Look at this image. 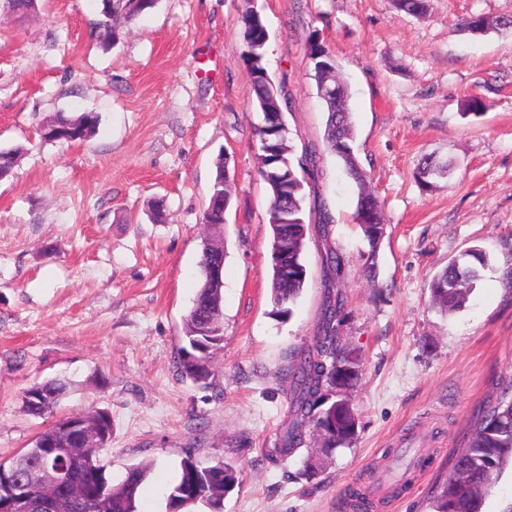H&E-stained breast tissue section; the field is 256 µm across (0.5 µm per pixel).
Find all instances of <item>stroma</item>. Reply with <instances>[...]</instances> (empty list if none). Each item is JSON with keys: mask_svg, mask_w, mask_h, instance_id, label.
<instances>
[{"mask_svg": "<svg viewBox=\"0 0 512 512\" xmlns=\"http://www.w3.org/2000/svg\"><path fill=\"white\" fill-rule=\"evenodd\" d=\"M268 31L266 68L292 99L295 148L322 144L325 113L307 68L312 30L350 90L354 151L383 206L374 272L354 221L357 189L323 154L318 182L344 259L340 334L363 362L349 398L360 427L350 447L307 478L304 459L265 453L288 411L278 380L312 337L323 300L321 243L304 250L309 278L291 315L270 292L267 185L258 177L261 121L242 61L244 0H158L99 43L97 0H39L0 25V146L23 150L0 181V461L30 447L61 417L94 404L112 414L100 459L120 480L149 467L139 512H166L191 452L226 461L238 485L220 508L186 512H351L391 467L402 439L422 463L400 493L369 512H428L478 416L512 381V33H464L472 14L512 16V0H429L424 16L392 0H255ZM487 108L466 114L468 99ZM99 115L80 143L49 142L56 114ZM449 163L422 190L423 157ZM233 180L224 240V340L203 387L175 357L201 284L203 212L219 162ZM163 201V221L150 205ZM489 265L464 309L444 315L429 284L472 248ZM72 381L51 413L24 411V389Z\"/></svg>", "mask_w": 512, "mask_h": 512, "instance_id": "obj_1", "label": "stroma"}]
</instances>
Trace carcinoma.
<instances>
[{
  "mask_svg": "<svg viewBox=\"0 0 512 512\" xmlns=\"http://www.w3.org/2000/svg\"><path fill=\"white\" fill-rule=\"evenodd\" d=\"M5 13L22 18L35 10L36 0H5ZM239 15L245 50L243 61L248 71L255 109L262 113V127L257 129V172L268 186L272 201L267 212L271 231V249L278 251V266L271 267V297L278 313H292L295 303L305 288L308 270L303 259L300 243L302 214L307 200L313 201L318 214L317 227L323 246L321 252L324 270V298L320 318L311 340L298 350L288 372L280 377L282 391L288 398V414L276 434L269 455L288 457L306 444L316 428L326 431L322 446L329 454L338 448L350 446L358 432L359 421L353 407L349 406L350 390L357 384L362 371L360 354L344 345L340 327L345 318L344 298L336 288V279L343 266L342 257L331 245L334 219L325 203L319 199L317 182L322 176L320 156L312 148L304 160L296 163L292 157L289 131L285 114L292 111V100L283 83L274 82L264 65L267 51V29L261 13L251 5L252 0ZM394 7L414 16L427 12V0H393ZM155 7L141 0H108L106 12L101 14L100 25L105 27L106 38L117 41L119 30L113 22L123 18L133 20ZM490 29L512 30V18L490 20L480 14L470 16L462 24V30L481 35ZM306 56L311 66V78L326 114L324 150L336 156L346 173L357 186L355 220L370 245L366 258L368 271L375 269L378 238L374 237V225L368 223L371 211L383 223L381 209L369 190L368 179L354 152L355 133L348 107L347 88L338 82L337 66L333 55L321 39L319 32L312 31L306 40ZM55 120L67 121L79 132L74 141L90 137L99 123L94 112L78 116L62 113ZM21 157L19 147H0V179L13 175ZM449 166L427 158L419 167L417 179L422 187L431 184V178L448 172ZM231 200L230 179L226 171L217 170L210 199ZM488 264L486 253L473 248L464 254V260L456 258L437 272L430 281L433 305L445 314L462 310L473 292V284L480 277V269ZM202 285L192 307L185 317L184 337L188 347L198 342L206 343L209 351L204 362L187 359L188 347L181 348L176 368L180 376L195 384L209 385L213 377L211 359L220 348L224 337L223 303L217 292L209 287V277L204 261H199ZM71 391V383L53 378L34 385L23 392L25 410L41 416L56 408ZM343 418L331 424L330 407ZM67 437L63 425L57 423L41 432L30 448L19 451L7 462H0V481L13 474L37 471L43 474L54 469L68 470L73 483L59 491V498L68 504L69 512H137L136 500L146 478L148 466L136 465L126 470L124 478L113 483L100 463L101 450L88 448L70 460L43 455L41 443L61 442ZM512 465V398L503 400L483 412L474 425L466 445L455 454L447 478L436 487L431 497L432 512H479V507L501 475ZM216 469L222 475L217 482L208 478L209 470ZM238 482L237 470L223 461L203 462L191 453L180 462L175 484L167 495V509L183 512L186 507L202 501L217 509L224 500V488H233Z\"/></svg>",
  "mask_w": 512,
  "mask_h": 512,
  "instance_id": "carcinoma-1",
  "label": "carcinoma"
}]
</instances>
